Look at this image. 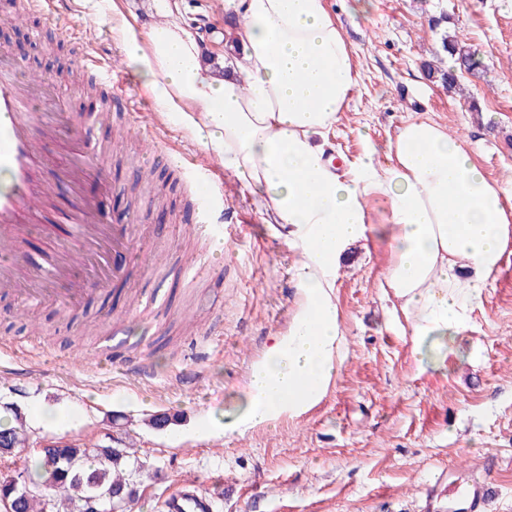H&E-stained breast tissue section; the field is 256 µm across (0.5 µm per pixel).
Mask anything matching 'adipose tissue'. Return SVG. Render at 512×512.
Masks as SVG:
<instances>
[{"label": "adipose tissue", "mask_w": 512, "mask_h": 512, "mask_svg": "<svg viewBox=\"0 0 512 512\" xmlns=\"http://www.w3.org/2000/svg\"><path fill=\"white\" fill-rule=\"evenodd\" d=\"M235 72L204 66L179 22L124 44L159 112L177 115L220 157L296 253L301 299L288 334L255 363L236 427L298 415L319 402L342 361L337 261L368 231L367 203H387L379 232L393 260L385 286L423 363L444 365L490 274L512 242V188L488 179L440 124L407 119L392 159L333 168L328 134L356 86L341 25L325 0H240Z\"/></svg>", "instance_id": "obj_1"}]
</instances>
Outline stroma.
<instances>
[{
  "mask_svg": "<svg viewBox=\"0 0 512 512\" xmlns=\"http://www.w3.org/2000/svg\"><path fill=\"white\" fill-rule=\"evenodd\" d=\"M238 0H177L178 17L207 48V64L232 71L239 56L229 36ZM356 64L357 85L329 140L342 169L373 149L387 165L388 144L411 116L433 119L462 140L492 180L512 177V0H328ZM97 19L83 0H61L58 19L0 17V50L22 56L20 74H41L59 90L72 123L104 109L87 94L80 44L113 59L133 96L132 112L113 113L112 126L88 128L107 142L102 160L109 187L95 180L85 195L105 206L109 223L146 217L150 233L139 253L164 255L156 270L135 269L122 289L89 293L69 310L60 302L1 305L0 417L21 415L29 442L104 444L149 462L133 512H164L180 484L210 497L213 512H423L437 476L476 472L493 490L488 512H512V246L490 276L467 327L455 336L443 371L421 370L404 324L380 288L391 254L378 232L386 205L368 204L373 227L338 263L335 298L345 337L343 362L317 407L247 432L224 423L246 403L252 362L288 333L299 297L295 255L277 225L265 223L253 197L224 174V221L236 238L212 249L222 283L182 272L198 242L187 185L172 162L177 152L205 148L168 117L159 147L141 135L155 101L126 68L129 33L145 35L160 19L157 0H103ZM448 16L481 63L448 89L430 82L423 62L438 61L439 37L429 14ZM479 111H471V101ZM121 346L146 357L153 374L131 372L108 352ZM74 412L61 431L39 421L44 412ZM163 425H152L154 417Z\"/></svg>",
  "mask_w": 512,
  "mask_h": 512,
  "instance_id": "stroma-1",
  "label": "stroma"
}]
</instances>
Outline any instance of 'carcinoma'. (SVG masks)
<instances>
[{"mask_svg": "<svg viewBox=\"0 0 512 512\" xmlns=\"http://www.w3.org/2000/svg\"><path fill=\"white\" fill-rule=\"evenodd\" d=\"M440 43L455 67L443 70L428 61L423 63L424 72L431 82L453 88L456 70L473 71L478 61L471 46L455 33L443 31ZM14 417V424L0 428V457H15L26 449L23 418L17 413ZM49 454L47 458L40 452L15 474L0 476V502L9 501L14 512H106L114 502L123 512H132L135 485L145 473L146 463L130 461L122 449L101 445L81 448L64 441L53 442ZM19 474L28 478L29 485L38 487V492L21 495L16 485Z\"/></svg>", "mask_w": 512, "mask_h": 512, "instance_id": "1", "label": "carcinoma"}]
</instances>
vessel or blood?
<instances>
[{
	"mask_svg": "<svg viewBox=\"0 0 512 512\" xmlns=\"http://www.w3.org/2000/svg\"><path fill=\"white\" fill-rule=\"evenodd\" d=\"M20 61L18 54L0 51V169L9 175L8 185L0 187V294H24L37 304L58 292L76 306L91 288L124 279L123 258L133 252L135 239L129 225L107 223L97 203L81 194L88 178L102 174L99 151L81 127L62 128L53 83L19 77ZM83 64L111 84V110L127 111L117 71L100 67L90 54ZM51 143L64 150L62 163L50 160L46 147ZM176 165L194 190V233L211 244L232 240V228L224 223V199L216 190L221 159L180 155ZM35 236L43 247H31ZM462 495L472 512H484L488 486L471 474H461L457 484L433 493L437 499ZM166 509L212 512L213 506L205 496L180 490L169 496Z\"/></svg>",
	"mask_w": 512,
	"mask_h": 512,
	"instance_id": "1",
	"label": "vessel or blood"
}]
</instances>
